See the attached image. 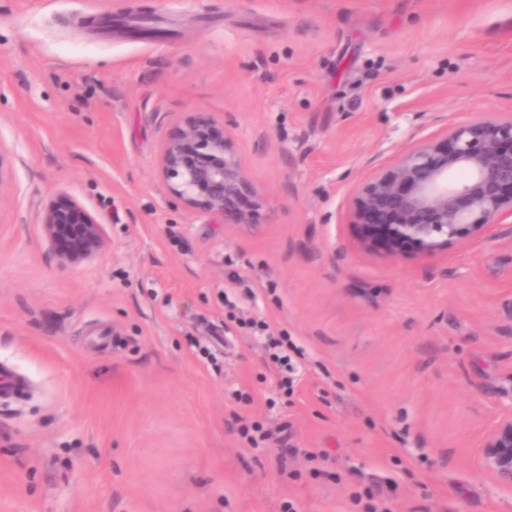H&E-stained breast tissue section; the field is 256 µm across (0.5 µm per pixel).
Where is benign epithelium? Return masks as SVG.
Masks as SVG:
<instances>
[{
  "instance_id": "7a95c632",
  "label": "benign epithelium",
  "mask_w": 512,
  "mask_h": 512,
  "mask_svg": "<svg viewBox=\"0 0 512 512\" xmlns=\"http://www.w3.org/2000/svg\"><path fill=\"white\" fill-rule=\"evenodd\" d=\"M169 193L185 207L250 227L258 196L233 141L203 116L169 138L159 158ZM463 178L448 183V174ZM362 233L356 247L392 260H433L448 247L483 237L512 220V114L460 121L419 138L388 166L365 178L350 197ZM45 236L60 267L97 256L102 224L73 199L50 201ZM483 471L512 486V413L486 438Z\"/></svg>"
}]
</instances>
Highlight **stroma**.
<instances>
[{
    "label": "stroma",
    "instance_id": "35a3bbf8",
    "mask_svg": "<svg viewBox=\"0 0 512 512\" xmlns=\"http://www.w3.org/2000/svg\"><path fill=\"white\" fill-rule=\"evenodd\" d=\"M506 112L512 0H0V363L34 385L0 402V512H353L370 485L392 512H512L479 466L512 412V226L392 263L349 204L418 138ZM200 113L256 228L158 175ZM61 193L106 236L65 268ZM251 319L296 345L293 393Z\"/></svg>",
    "mask_w": 512,
    "mask_h": 512
}]
</instances>
